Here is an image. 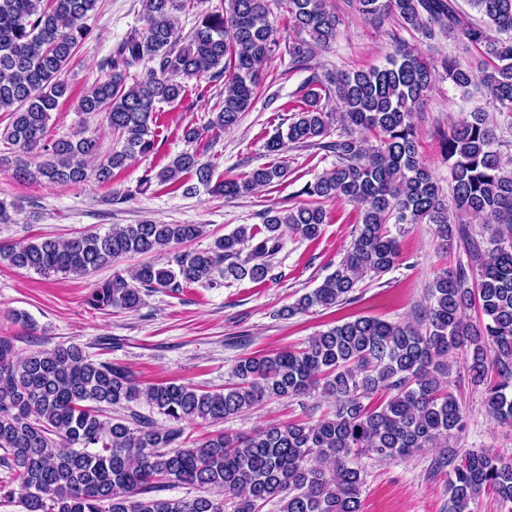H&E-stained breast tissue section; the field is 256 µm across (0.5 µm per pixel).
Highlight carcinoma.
Masks as SVG:
<instances>
[{"label":"carcinoma","mask_w":512,"mask_h":512,"mask_svg":"<svg viewBox=\"0 0 512 512\" xmlns=\"http://www.w3.org/2000/svg\"><path fill=\"white\" fill-rule=\"evenodd\" d=\"M96 3L0 0V112L10 116L0 145L45 157L33 169H16L17 178L57 186L111 181L114 170L152 150L147 136L157 105L177 100L186 78H224V101L207 128L237 125L280 46L279 30L268 20L274 3L295 33L284 46L289 65L310 76L302 106L286 130L267 140L266 151L277 154L292 144L329 152L336 162L302 193L352 203L359 213L358 233L336 269L283 315L342 305L365 278L391 271L399 247L386 228L390 222L433 224L445 247L465 235L469 216L483 217L490 234L482 245L466 239L476 267L461 264L433 279L419 324L340 320L299 349L239 360L236 382L219 392L176 383L143 388L125 367L96 362L76 344L21 355L11 337L0 336V467L12 473L0 484V499L19 500L25 512H225L227 498L234 512H259L273 500L278 512H361L363 478L354 458L391 461L446 448L462 430L460 406L448 390L452 358L461 348L488 411L512 423V156L496 135L497 116L512 119V0H469L477 19L460 12L455 0H350L359 14L379 22L392 18L430 41L439 32L457 35L486 60L478 75L449 56L440 60L462 96L480 84L492 103V111L469 113L441 138L451 210L410 120L432 89L436 69L400 45L380 67L319 73L312 64L316 51L330 49L339 35L328 0H224L222 12L203 15L186 37L175 21L185 0H142L145 27L122 38L106 59L108 77L77 100V111L104 114L123 139L121 149L88 172L86 160L98 155V141L81 133L50 140L47 129L51 112L70 97L67 73L89 36L85 20ZM150 62L145 78L126 83L130 69ZM284 176L285 168L274 163L216 181L210 162L183 151L166 167L145 170L138 193L155 183L176 184L186 195L203 189L232 199ZM324 223L326 212L317 204L269 208L262 238L241 225L208 250L176 254L172 266L142 264L128 279L113 276L92 288L87 305L135 310L142 290L216 286L217 269L224 277L262 282L282 228L314 239ZM202 233L201 224L146 219L63 240L1 243L0 259L45 277L87 276L122 256L156 253ZM246 242L250 266L232 261ZM318 387L331 410L316 421L272 423L246 436L215 433L184 445L185 421L216 424L266 399ZM141 398L169 424L157 426L134 411L103 415ZM445 464L451 467L448 512H472L485 492L512 502V463L488 450H450L436 461ZM180 484L196 494L150 496Z\"/></svg>","instance_id":"carcinoma-1"}]
</instances>
